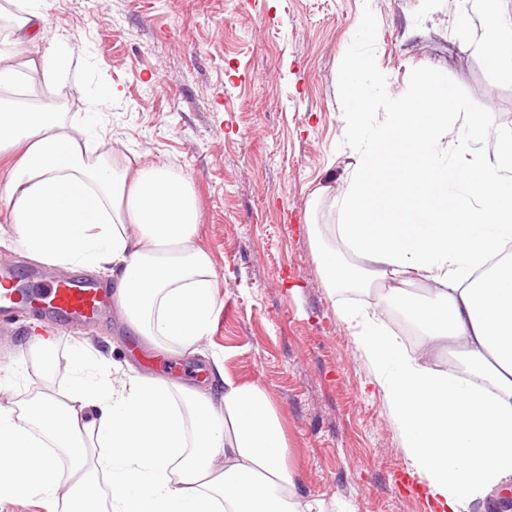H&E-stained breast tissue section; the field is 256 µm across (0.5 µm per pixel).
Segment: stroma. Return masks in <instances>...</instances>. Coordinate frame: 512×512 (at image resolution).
Listing matches in <instances>:
<instances>
[{"label": "stroma", "instance_id": "stroma-1", "mask_svg": "<svg viewBox=\"0 0 512 512\" xmlns=\"http://www.w3.org/2000/svg\"><path fill=\"white\" fill-rule=\"evenodd\" d=\"M459 8L457 0H47L29 48L67 40L81 68L79 85H60L56 103L79 118L93 93L111 87L102 151L134 152L190 180L217 309L192 353L148 342L119 313L106 325L53 332L15 312L0 323V407L45 388L28 351L35 334L54 337L59 391L81 344L102 353L95 369L117 378L144 374L131 355L141 347L166 362L164 381L186 387L193 369L211 373L218 357L235 381L265 388L301 488L329 512H428L424 489L408 482L382 390L338 315L375 303L376 293L329 294L309 232L332 245L329 227L341 221L315 193L352 162L347 60L367 62L383 85L372 128L438 72L459 112L485 113L512 133V76L485 61L475 0L469 29L455 24ZM369 18L375 31L365 37Z\"/></svg>", "mask_w": 512, "mask_h": 512}]
</instances>
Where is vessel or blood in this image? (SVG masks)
I'll return each mask as SVG.
<instances>
[{
	"mask_svg": "<svg viewBox=\"0 0 512 512\" xmlns=\"http://www.w3.org/2000/svg\"><path fill=\"white\" fill-rule=\"evenodd\" d=\"M115 287L83 272L52 279L41 270H17L0 265V320L20 308L40 319L64 327L104 321L112 309Z\"/></svg>",
	"mask_w": 512,
	"mask_h": 512,
	"instance_id": "b4317fda",
	"label": "vessel or blood"
}]
</instances>
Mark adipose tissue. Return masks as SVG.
Returning <instances> with one entry per match:
<instances>
[{
  "label": "adipose tissue",
  "instance_id": "1",
  "mask_svg": "<svg viewBox=\"0 0 512 512\" xmlns=\"http://www.w3.org/2000/svg\"><path fill=\"white\" fill-rule=\"evenodd\" d=\"M482 39L495 67L512 72V23L499 0H479ZM0 154L16 161L0 183L13 236L34 260L110 270L115 300L136 333L172 350L202 340L215 314V271L195 243L199 214L188 179L168 166L93 158L95 113L67 120L44 91L75 77L69 49L30 56L24 31L42 19L41 0H5L0 17ZM345 133L357 150L338 197L345 253L318 250L328 290L386 281L375 306L340 310L356 351L383 392L389 419L414 473L426 481L430 512H466L512 483V134L482 113L457 120L448 82L434 75L393 102L388 123L369 129L378 91L347 63ZM427 107L420 121L415 104ZM458 123L456 149L494 140L476 166L450 162L441 146ZM398 142L388 145V135ZM402 185L449 180L450 208L420 224H375L364 202L377 161ZM421 285L422 297L408 287ZM400 310L420 330L407 349L385 320ZM455 349L439 371L430 357ZM75 375L18 408L0 409V496L64 492L69 512H327L303 493L288 461L280 416L257 384L181 388L133 374Z\"/></svg>",
  "mask_w": 512,
  "mask_h": 512
}]
</instances>
